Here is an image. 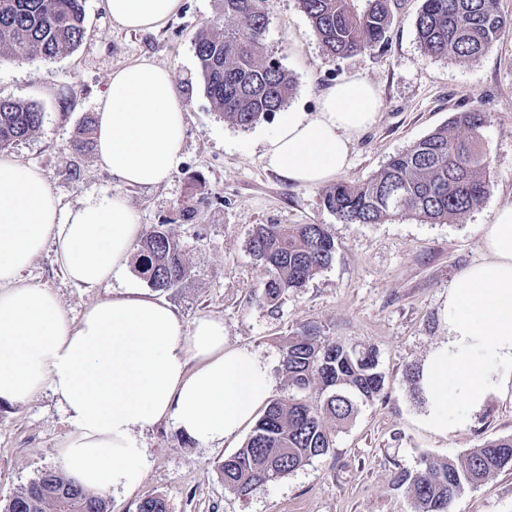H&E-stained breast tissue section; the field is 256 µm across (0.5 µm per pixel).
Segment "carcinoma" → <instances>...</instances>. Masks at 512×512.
<instances>
[{"mask_svg":"<svg viewBox=\"0 0 512 512\" xmlns=\"http://www.w3.org/2000/svg\"><path fill=\"white\" fill-rule=\"evenodd\" d=\"M300 4L324 49L337 59L384 44L389 0H370L361 14L351 0ZM218 9L224 24L201 29L194 41L200 77L224 120L249 129L284 109L293 80L266 50L265 0H218ZM416 30L424 53L469 62L512 31V17L501 12L498 0H421ZM85 35L83 0H0V57L52 59L75 50ZM42 119L37 103L0 98V149L32 136ZM485 122L476 109L457 113L368 181L327 189L324 206L343 224H380L396 215L437 223L466 214L489 192L488 161L478 138ZM460 128L469 135H460ZM251 250L267 272L257 294L273 305L328 267L336 245L325 224H258ZM137 262L156 291L190 275L181 246L162 224L141 238ZM281 375L291 390L319 385L324 399L316 405L292 396L269 402L245 444L219 465L225 488L242 497L327 454L336 430L385 386L376 351L328 342L311 329L285 338ZM511 468L512 437L488 438L457 460L423 457L416 469L396 472L393 484L411 496L414 512H448L465 488ZM3 512H109V504L65 471L47 470L10 498ZM138 512H168V504L161 495L148 496Z\"/></svg>","mask_w":512,"mask_h":512,"instance_id":"cac0c4a2","label":"carcinoma"}]
</instances>
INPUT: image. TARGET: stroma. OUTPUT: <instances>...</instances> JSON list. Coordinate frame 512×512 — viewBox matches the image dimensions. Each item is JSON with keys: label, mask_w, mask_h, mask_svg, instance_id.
Returning a JSON list of instances; mask_svg holds the SVG:
<instances>
[{"label": "stroma", "mask_w": 512, "mask_h": 512, "mask_svg": "<svg viewBox=\"0 0 512 512\" xmlns=\"http://www.w3.org/2000/svg\"><path fill=\"white\" fill-rule=\"evenodd\" d=\"M392 23L385 43L345 59L329 56L299 0H268L265 43L294 82L290 112L315 111L327 87L350 75L379 91L375 124L352 145L344 179L365 181L390 157L456 113L479 108L488 117L480 132L490 190L464 216L429 223L396 216L381 224H343L323 205V187L290 183L267 167L263 151L278 124L270 118L249 130L225 122L207 97L194 38L218 18L216 0H182V8L156 31L120 29L100 0H85L87 34L73 52L52 60L0 59V97L38 103L40 129L9 152L38 167L63 204L75 206L122 191L143 230L166 225L180 243L190 277L161 295L183 319H223L228 346L264 359L276 398H288L279 375L282 339L312 327L329 341L371 347L385 375L382 398L360 406L336 431L326 455L275 478L249 496L224 487L218 465L246 442L201 445L163 422L139 434L148 467L141 485L107 495L111 512H137L144 497L163 496L169 512H413L409 496L392 485L400 468L422 456L457 458L490 437H512V391L491 396L466 425L441 437L424 428V401L406 379L448 330L442 308L459 274L486 256L483 227L499 208L512 205V33L485 55L462 63L425 55L416 17L421 0H390ZM168 67L187 105L183 161L171 179L152 189H121L101 170L95 153L72 148L86 115L97 112L112 73L130 62ZM196 200L193 219L182 215ZM258 224H324L335 238L332 263L277 305L260 301L266 277L250 249ZM27 282L52 290L73 317L128 284L147 288L128 268L110 287L78 288L64 279L53 249L24 271ZM70 426L57 398L0 405V508L48 469L61 468L57 448ZM448 512H512V470L466 488Z\"/></svg>", "instance_id": "stroma-1"}]
</instances>
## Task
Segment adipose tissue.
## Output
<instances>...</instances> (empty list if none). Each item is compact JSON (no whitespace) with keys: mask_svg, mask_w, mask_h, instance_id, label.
<instances>
[{"mask_svg":"<svg viewBox=\"0 0 512 512\" xmlns=\"http://www.w3.org/2000/svg\"><path fill=\"white\" fill-rule=\"evenodd\" d=\"M180 5L101 0L113 24L133 31L159 28ZM379 107L371 82L344 78L321 94L316 112L281 119L265 144L267 166L301 185L332 182ZM186 113L167 67L141 61L113 72L97 109L100 168L129 187L166 182L182 161ZM141 231L126 196L71 207L37 167L0 154V404L51 390L70 425L58 456L70 477L98 492L142 482L148 462L136 433L169 421L196 443L222 442L271 398L268 364L227 346L220 318L185 326L167 302L135 287L76 318L50 289L22 278L51 246L71 283L100 287L125 272ZM483 242L486 259L448 294V338L421 366L423 424L439 436L512 386V206L485 225Z\"/></svg>","mask_w":512,"mask_h":512,"instance_id":"obj_1","label":"adipose tissue"}]
</instances>
